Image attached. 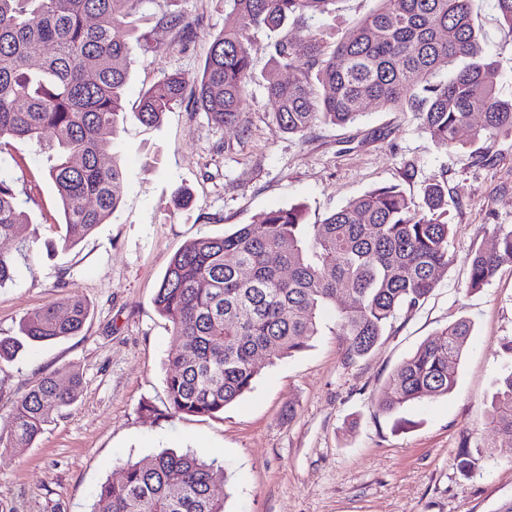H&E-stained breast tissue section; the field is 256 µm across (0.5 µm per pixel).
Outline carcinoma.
<instances>
[{"instance_id": "cac0c4a2", "label": "carcinoma", "mask_w": 512, "mask_h": 512, "mask_svg": "<svg viewBox=\"0 0 512 512\" xmlns=\"http://www.w3.org/2000/svg\"><path fill=\"white\" fill-rule=\"evenodd\" d=\"M142 0H0V151L14 140L45 146L64 222L66 249L76 246L120 207L125 172L111 153L120 133L130 39L121 18ZM230 22L214 37L200 83L187 89L168 75L142 95L133 119L146 128L186 103L212 124L248 131L243 119L252 68L251 32L271 34L334 12L336 0H226ZM472 0H378L349 34L329 46L320 34L306 42L270 44L267 96L288 134L322 123L356 121L369 101L410 112L433 141L450 149L462 131L493 143L512 136V99L498 96V71L483 54L471 17ZM159 24L192 29L169 13ZM38 61L32 67V61ZM289 73L282 80L280 72ZM318 92L312 93V87ZM479 122H474V117ZM28 223L10 180L0 179V286L13 279L17 257L39 251L19 237ZM448 200L441 182L417 203L395 186L368 192L317 224L293 206L260 214L220 237L189 241L168 261L154 305L171 325L165 388L175 414L214 417L248 392L270 363L292 356L317 334L320 315H336L345 358L355 362L376 346L401 312L426 302L448 265ZM512 265V228L498 226L492 249L471 254L467 288L486 285ZM87 302L65 292L26 315L21 338H0V362L23 342L80 333ZM471 322L461 319L423 341L390 374L380 406L391 413L409 402L446 396L466 350ZM82 375L59 385L38 374L12 400L11 431L1 448L33 444L62 408L72 405ZM492 431L512 438V367L505 370L487 415ZM224 469L197 455L164 450L128 462L117 482L100 489L92 512H224L215 487Z\"/></svg>"}]
</instances>
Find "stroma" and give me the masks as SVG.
Instances as JSON below:
<instances>
[{"label": "stroma", "mask_w": 512, "mask_h": 512, "mask_svg": "<svg viewBox=\"0 0 512 512\" xmlns=\"http://www.w3.org/2000/svg\"><path fill=\"white\" fill-rule=\"evenodd\" d=\"M376 6L338 0L332 17L287 33L303 42L322 31L335 42ZM177 11L188 15L192 33L158 27L163 13ZM227 13L225 0H141L124 20L136 35L124 111L166 75L196 86ZM472 19L498 64L497 90L510 98L512 29L495 0H473ZM269 45L265 32L254 33L248 137L183 104L156 129L126 125L113 146L126 173L120 207L73 248L59 244L63 212L46 153L15 141L0 155V177L15 182L29 215L22 234L40 247L0 286V337L17 335L24 316L56 302L58 283L90 306L79 335L28 346L0 364V435L9 434L11 402L29 379L53 373L63 381L72 369L83 378L76 402L31 446L0 448V512H91L123 463L166 448L223 465L226 482L215 493L224 497L225 512H495L512 498V439L485 424L497 380L512 364L502 349L512 337V266H502L484 288H466L470 252L492 248L495 226H512V136L473 144L465 131L462 145L448 149L411 113L374 103L351 125L285 133L265 89ZM483 153L487 161L478 162ZM436 180L448 190V265L427 301L400 313L368 356L346 361L327 313L304 350L264 366L223 414L170 415L164 379L172 336L153 298L169 258L186 242L296 204L314 224L385 186L418 200ZM180 185L192 202L177 209L171 193ZM462 318L473 331L454 389L383 411L379 399L392 370Z\"/></svg>", "instance_id": "35a3bbf8"}]
</instances>
